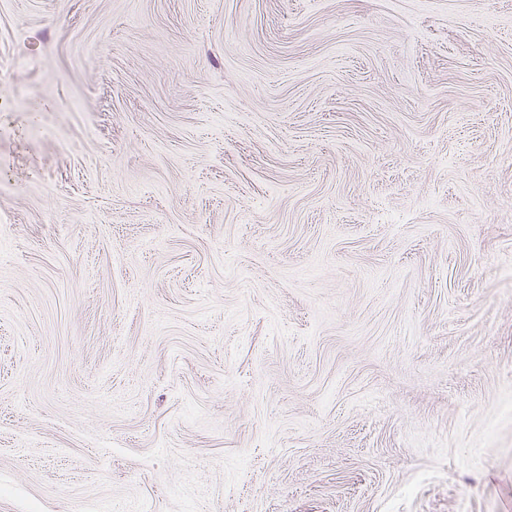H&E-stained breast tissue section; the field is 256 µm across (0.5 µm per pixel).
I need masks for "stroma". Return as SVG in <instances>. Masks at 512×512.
<instances>
[{"instance_id":"stroma-1","label":"stroma","mask_w":512,"mask_h":512,"mask_svg":"<svg viewBox=\"0 0 512 512\" xmlns=\"http://www.w3.org/2000/svg\"><path fill=\"white\" fill-rule=\"evenodd\" d=\"M0 512H512V0H0Z\"/></svg>"}]
</instances>
